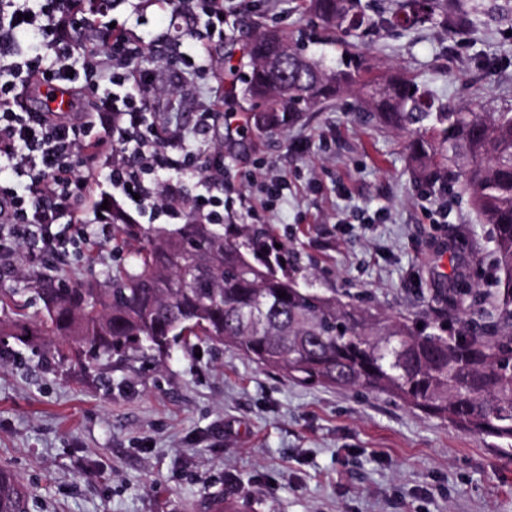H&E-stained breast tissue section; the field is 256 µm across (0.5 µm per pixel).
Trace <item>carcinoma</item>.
<instances>
[{"instance_id":"cac0c4a2","label":"carcinoma","mask_w":512,"mask_h":512,"mask_svg":"<svg viewBox=\"0 0 512 512\" xmlns=\"http://www.w3.org/2000/svg\"><path fill=\"white\" fill-rule=\"evenodd\" d=\"M77 2L96 19L118 0ZM306 2L326 29L342 34L339 62L325 66L279 31L256 35L243 78L244 95L265 108L256 124H286L310 105L356 90L371 121L408 135L421 178L468 195L490 225L495 272L488 288L471 283L441 296L448 317H460V335L319 291L300 269L264 257V228H217L194 216L147 232L117 205L113 228L140 243L132 260L102 275L92 270L77 284L56 273L27 288H1L0 324L25 345L35 323L50 338L46 354L109 386L107 372L159 365L175 346L227 345L294 382L386 395L512 452V112L437 106L403 71L364 78L372 66L349 37L373 25L369 5ZM491 16L488 0H397L392 20L413 27L439 18L452 38ZM274 53L294 73L286 92L263 66Z\"/></svg>"}]
</instances>
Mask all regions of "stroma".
I'll use <instances>...</instances> for the list:
<instances>
[{
  "label": "stroma",
  "instance_id": "35a3bbf8",
  "mask_svg": "<svg viewBox=\"0 0 512 512\" xmlns=\"http://www.w3.org/2000/svg\"><path fill=\"white\" fill-rule=\"evenodd\" d=\"M392 0H374L381 28L358 40L381 70L400 68L437 104L512 110V21L449 37L445 26L390 23ZM144 40L141 67L161 90L149 122L184 130L198 164L222 163L233 196L261 197L287 179L270 218L275 243L315 286L421 322L457 275L488 267L467 199L422 182L404 133L365 122L357 93L321 102L285 128L253 127L256 105L231 93L224 59L248 65L259 27L311 36L306 52L335 60L323 24L302 0H250L233 36L198 40L203 18L183 20L153 0H121L111 16ZM202 58L189 71L178 57ZM211 107L209 120L200 112ZM127 250L86 224L59 259L32 236L0 265V288L57 267L67 278L104 272ZM0 469L28 492L29 512H512V456L384 396L308 387L227 348H173L112 388L57 367L41 343L0 350Z\"/></svg>",
  "mask_w": 512,
  "mask_h": 512
}]
</instances>
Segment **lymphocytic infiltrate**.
I'll return each instance as SVG.
<instances>
[{
    "mask_svg": "<svg viewBox=\"0 0 512 512\" xmlns=\"http://www.w3.org/2000/svg\"><path fill=\"white\" fill-rule=\"evenodd\" d=\"M73 0H0V162L15 175L0 184V258L16 237L38 238L55 253L70 244L63 224L84 223L93 188L104 181L136 207L176 217L183 177L196 180L194 206L209 223L224 221L214 185L223 167L198 171L179 128H157L146 114L158 89L138 68L144 43L126 25L81 17ZM86 87V105L67 112H20L32 83Z\"/></svg>",
    "mask_w": 512,
    "mask_h": 512,
    "instance_id": "f902f5d3",
    "label": "lymphocytic infiltrate"
}]
</instances>
